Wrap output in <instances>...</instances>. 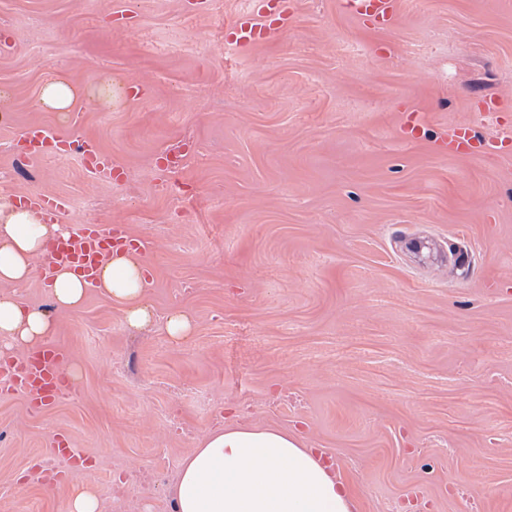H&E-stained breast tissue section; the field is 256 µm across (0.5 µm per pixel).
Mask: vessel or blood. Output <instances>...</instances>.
<instances>
[{
    "label": "vessel or blood",
    "instance_id": "vessel-or-blood-1",
    "mask_svg": "<svg viewBox=\"0 0 512 512\" xmlns=\"http://www.w3.org/2000/svg\"><path fill=\"white\" fill-rule=\"evenodd\" d=\"M344 9L358 19L372 18L383 26H392L397 14V0H342ZM444 142L452 153L477 156L483 151L481 143L470 139L463 126L450 128ZM62 139L54 130L41 125L27 127L21 134V149L32 156L49 158L57 154ZM76 144L86 169L103 173L112 168V157L96 140L83 137ZM26 206L59 221L67 211L64 198L48 194L24 197ZM61 249L42 256L38 274L43 281H51L61 265H69L80 275L88 290L97 286V270L102 261L115 252L132 248L133 242L119 225L79 224L60 239ZM68 352L61 345H44L28 355L0 361V392L21 395L32 411L56 402L69 386L64 373Z\"/></svg>",
    "mask_w": 512,
    "mask_h": 512
}]
</instances>
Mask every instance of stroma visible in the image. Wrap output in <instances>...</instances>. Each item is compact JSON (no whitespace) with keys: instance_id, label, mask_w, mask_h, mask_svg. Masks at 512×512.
<instances>
[{"instance_id":"stroma-1","label":"stroma","mask_w":512,"mask_h":512,"mask_svg":"<svg viewBox=\"0 0 512 512\" xmlns=\"http://www.w3.org/2000/svg\"><path fill=\"white\" fill-rule=\"evenodd\" d=\"M286 8L237 45L246 0H0V198L122 225L149 282L138 327L99 290L60 309L39 277L0 282L50 307L75 381L40 413L0 395V512L86 489L174 512L181 459L227 420L298 430L358 512H512V153L441 147L459 124L499 135L485 97L512 117V0H399L386 29ZM58 80L64 109L42 102ZM31 124L95 138L115 176L20 160ZM58 433L94 463L48 488L32 467ZM22 202L49 216L51 222L59 221L67 211L66 200L59 196L40 193L23 197Z\"/></svg>"}]
</instances>
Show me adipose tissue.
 <instances>
[{
    "mask_svg": "<svg viewBox=\"0 0 512 512\" xmlns=\"http://www.w3.org/2000/svg\"><path fill=\"white\" fill-rule=\"evenodd\" d=\"M35 211L0 202V282L32 276L33 261L59 233ZM136 252L112 259L100 286L138 318L149 283ZM41 310L23 311L0 298V336L28 347L51 335ZM175 512H357L351 489L323 467L311 448L278 428L238 423L209 430L178 469L171 488Z\"/></svg>",
    "mask_w": 512,
    "mask_h": 512,
    "instance_id": "1",
    "label": "adipose tissue"
}]
</instances>
